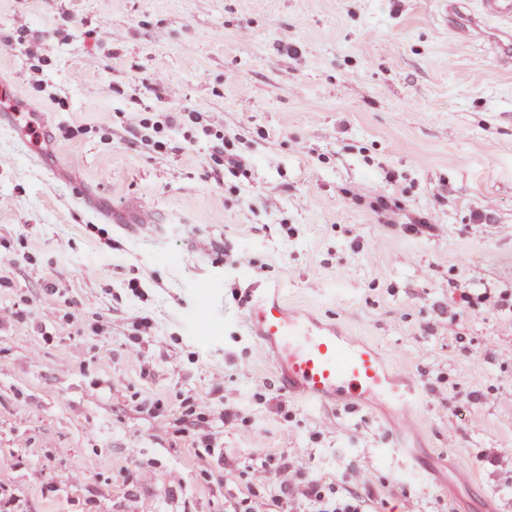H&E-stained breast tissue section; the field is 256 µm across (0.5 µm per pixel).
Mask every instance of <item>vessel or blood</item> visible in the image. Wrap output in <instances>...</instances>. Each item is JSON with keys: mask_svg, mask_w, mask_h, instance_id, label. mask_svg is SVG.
Listing matches in <instances>:
<instances>
[{"mask_svg": "<svg viewBox=\"0 0 512 512\" xmlns=\"http://www.w3.org/2000/svg\"><path fill=\"white\" fill-rule=\"evenodd\" d=\"M245 305L257 344L274 351L283 390L302 401L325 405L338 398L354 399L395 410L417 401V385L398 386L372 344L301 316L284 301L279 283L249 288Z\"/></svg>", "mask_w": 512, "mask_h": 512, "instance_id": "1", "label": "vessel or blood"}]
</instances>
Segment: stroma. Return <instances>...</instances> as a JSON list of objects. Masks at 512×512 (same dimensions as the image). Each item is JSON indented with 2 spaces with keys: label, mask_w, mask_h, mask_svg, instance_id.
I'll list each match as a JSON object with an SVG mask.
<instances>
[{
  "label": "stroma",
  "mask_w": 512,
  "mask_h": 512,
  "mask_svg": "<svg viewBox=\"0 0 512 512\" xmlns=\"http://www.w3.org/2000/svg\"><path fill=\"white\" fill-rule=\"evenodd\" d=\"M480 12V0H0V35L29 29L25 50L0 55V113L88 130L36 147L0 127V195L14 200L0 245L26 257L5 271L0 306L27 300L0 324V457L15 461L0 467V512H266L260 458L333 484L356 473L371 512H512V322L454 288L512 290V47L491 56L498 21L465 23ZM32 51L48 60L39 92ZM145 106L221 113L246 176L211 177L197 124L153 151L126 119ZM380 196L402 201L396 219L372 209ZM426 212L433 235L403 232ZM50 280L67 302H51ZM267 281L422 386L407 453L376 406L282 396L239 299ZM136 310L150 329L135 332ZM95 313L98 335L82 325ZM204 392L185 432L182 401Z\"/></svg>",
  "instance_id": "35a3bbf8"
}]
</instances>
